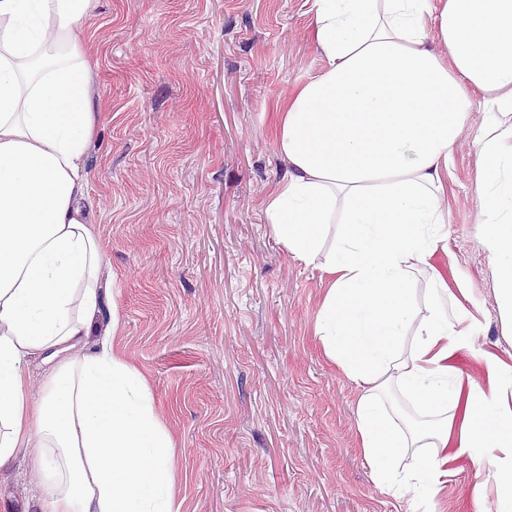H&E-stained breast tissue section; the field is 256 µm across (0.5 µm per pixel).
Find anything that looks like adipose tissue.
I'll list each match as a JSON object with an SVG mask.
<instances>
[{
    "label": "adipose tissue",
    "mask_w": 512,
    "mask_h": 512,
    "mask_svg": "<svg viewBox=\"0 0 512 512\" xmlns=\"http://www.w3.org/2000/svg\"><path fill=\"white\" fill-rule=\"evenodd\" d=\"M322 72L277 116L286 174L267 193L278 241L331 277L316 317L324 353L361 391V451L377 483L435 489L448 461L493 467L512 508V365L484 380L451 365L473 351L466 311L416 273L448 237L443 175L468 112L483 174L482 242L512 335V0H310ZM95 0H0V466L28 448L36 512H179L170 437L141 373L112 349L119 322L81 202L95 122L76 33ZM49 368L35 398L30 357ZM399 392L432 415L397 423ZM420 454L410 470L406 449Z\"/></svg>",
    "instance_id": "ef3b65f1"
}]
</instances>
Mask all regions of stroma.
Listing matches in <instances>:
<instances>
[{
  "instance_id": "obj_1",
  "label": "stroma",
  "mask_w": 512,
  "mask_h": 512,
  "mask_svg": "<svg viewBox=\"0 0 512 512\" xmlns=\"http://www.w3.org/2000/svg\"><path fill=\"white\" fill-rule=\"evenodd\" d=\"M101 108L87 151L89 217L120 315L112 348L138 369L172 442L179 512H405L358 442V387L315 334L330 285L278 242L265 196L286 172L276 112L322 59L308 0H99L80 28ZM468 113L444 179L448 238L432 272L512 365L481 244ZM467 295H460L459 287ZM476 461L417 512H499ZM29 453L0 468V512H34Z\"/></svg>"
}]
</instances>
